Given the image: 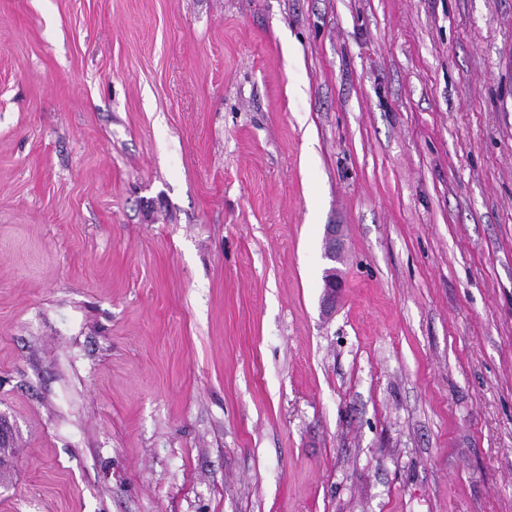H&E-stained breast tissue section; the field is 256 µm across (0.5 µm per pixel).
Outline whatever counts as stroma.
<instances>
[{
    "instance_id": "35a3bbf8",
    "label": "stroma",
    "mask_w": 512,
    "mask_h": 512,
    "mask_svg": "<svg viewBox=\"0 0 512 512\" xmlns=\"http://www.w3.org/2000/svg\"><path fill=\"white\" fill-rule=\"evenodd\" d=\"M0 512H512V0H0Z\"/></svg>"
}]
</instances>
